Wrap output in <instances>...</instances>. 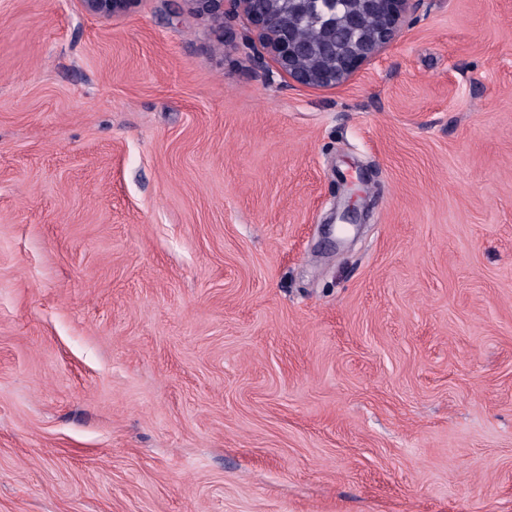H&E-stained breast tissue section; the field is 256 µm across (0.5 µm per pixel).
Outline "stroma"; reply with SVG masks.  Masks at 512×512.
Here are the masks:
<instances>
[{"mask_svg":"<svg viewBox=\"0 0 512 512\" xmlns=\"http://www.w3.org/2000/svg\"><path fill=\"white\" fill-rule=\"evenodd\" d=\"M249 36L0 0V512H512V0ZM218 31L246 18L254 43L296 83L313 88L347 83L390 47L425 0H184ZM371 20V24H368ZM305 22V23H302ZM318 26L319 38L317 41ZM300 25L298 36V24ZM305 39V40H304ZM311 40V41H306ZM345 183H347V191L346 198L343 204V208L341 211L336 208V213L334 217V222L332 224H336V227L341 228V232L344 233L348 227H354L358 224V216L359 209L358 203L363 198V187L365 186L363 179L359 176L356 177V180L351 179L350 181L345 179ZM339 222H336V221Z\"/></svg>","mask_w":512,"mask_h":512,"instance_id":"1","label":"stroma"}]
</instances>
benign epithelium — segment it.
Masks as SVG:
<instances>
[{"label": "benign epithelium", "instance_id": "7a95c632", "mask_svg": "<svg viewBox=\"0 0 512 512\" xmlns=\"http://www.w3.org/2000/svg\"><path fill=\"white\" fill-rule=\"evenodd\" d=\"M135 0H82L84 9L103 18L128 12ZM199 15L224 30V20L246 18L252 39L296 83L313 88L347 83L364 63L390 47L409 15L425 0H185ZM318 26L319 38L298 36V24ZM364 181L347 182L342 210L334 220L341 230L358 225Z\"/></svg>", "mask_w": 512, "mask_h": 512}]
</instances>
